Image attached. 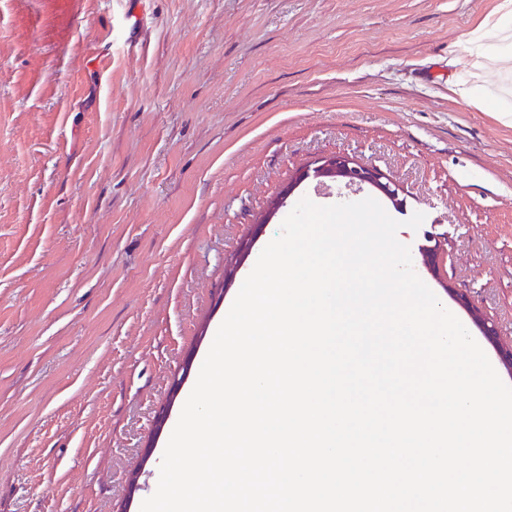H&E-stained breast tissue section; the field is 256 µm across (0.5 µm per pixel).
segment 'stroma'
I'll use <instances>...</instances> for the list:
<instances>
[{
  "instance_id": "stroma-1",
  "label": "stroma",
  "mask_w": 512,
  "mask_h": 512,
  "mask_svg": "<svg viewBox=\"0 0 512 512\" xmlns=\"http://www.w3.org/2000/svg\"><path fill=\"white\" fill-rule=\"evenodd\" d=\"M507 9L0 0V512H140L237 281L300 199L373 196L310 178L262 224L321 157L399 185L416 274L512 386V121L453 92Z\"/></svg>"
}]
</instances>
